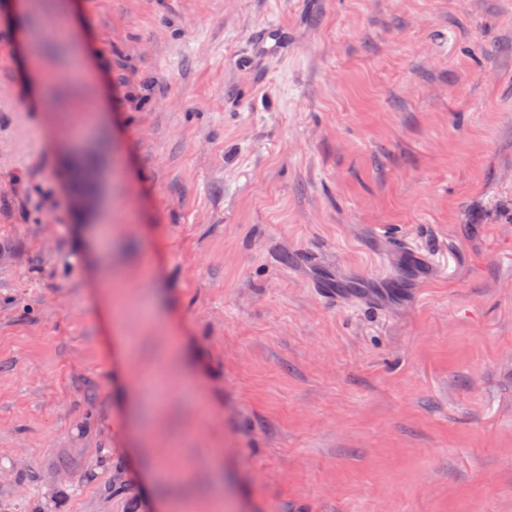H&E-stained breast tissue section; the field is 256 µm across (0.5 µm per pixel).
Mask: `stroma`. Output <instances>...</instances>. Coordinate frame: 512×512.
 Segmentation results:
<instances>
[{
  "mask_svg": "<svg viewBox=\"0 0 512 512\" xmlns=\"http://www.w3.org/2000/svg\"><path fill=\"white\" fill-rule=\"evenodd\" d=\"M508 114L512 0H0V512H163L136 388L185 512H512ZM127 432L130 441L136 446H145L149 443L148 436L143 432L141 415H140V399L137 392H132L129 398V406L126 416Z\"/></svg>",
  "mask_w": 512,
  "mask_h": 512,
  "instance_id": "obj_1",
  "label": "stroma"
}]
</instances>
